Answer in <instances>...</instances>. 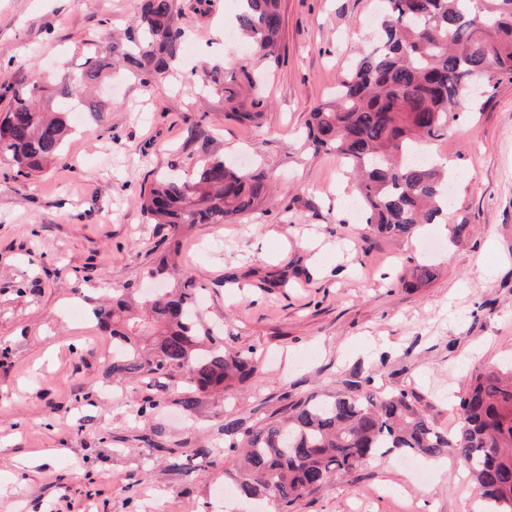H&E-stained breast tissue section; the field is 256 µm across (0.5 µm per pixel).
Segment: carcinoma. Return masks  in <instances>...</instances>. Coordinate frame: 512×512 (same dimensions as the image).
I'll list each match as a JSON object with an SVG mask.
<instances>
[{
  "label": "carcinoma",
  "mask_w": 512,
  "mask_h": 512,
  "mask_svg": "<svg viewBox=\"0 0 512 512\" xmlns=\"http://www.w3.org/2000/svg\"><path fill=\"white\" fill-rule=\"evenodd\" d=\"M377 6V46L344 74L335 99L310 112L306 142L346 159L366 223L405 236L434 223L448 205L442 166L414 153L447 136L470 92L489 101L501 80L512 81V0H377ZM173 8L174 0H144L123 49L99 42L75 73L16 83L0 118V161L26 177L60 158L73 107L98 116L108 111L88 92L111 77L117 52L141 84L164 77L183 38ZM235 29L260 57L278 62L280 0H240ZM197 77L224 99L226 118L257 123L269 107L246 68L213 66ZM268 183L262 170L212 157L188 178H161L144 205L154 223L175 231L222 224L261 206ZM148 274L173 286L154 293L121 288L112 303L93 311L112 336V376L179 378L187 384L182 406L190 412L197 396L258 372L260 357L250 350L228 353L224 330L201 323L193 279L177 275L164 257ZM459 410L458 427L448 434L415 397L382 394L369 376L348 380L330 400L299 399L251 425L224 421L228 447L246 448L232 479L245 497L287 512L336 474L349 475L378 454L436 460L451 451L468 472L482 512H512V366L477 376Z\"/></svg>",
  "instance_id": "1"
}]
</instances>
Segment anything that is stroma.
I'll list each match as a JSON object with an SVG mask.
<instances>
[{
	"label": "stroma",
	"mask_w": 512,
	"mask_h": 512,
	"mask_svg": "<svg viewBox=\"0 0 512 512\" xmlns=\"http://www.w3.org/2000/svg\"><path fill=\"white\" fill-rule=\"evenodd\" d=\"M374 5L282 0L280 61L270 64L227 40L238 0H175L184 38L173 76L147 87L114 77L109 112L84 113L63 158L42 172L23 178L0 164V512H212L238 450L190 473L167 459L223 446L225 419L253 422L335 393L356 373L415 395L450 432L472 380L512 365V82L424 144L448 167L453 204L445 225L407 237L370 231L352 211L343 161L301 136L313 106L372 46ZM139 7L0 0V110L17 81L80 63L88 42L122 38ZM229 55L266 75L261 125L225 118L223 99L193 76ZM201 115L202 139L191 130ZM210 156L270 173L261 211L178 233L152 223L144 197L156 179ZM172 237L203 320L223 325L227 349L263 361L255 377L199 396L188 415L176 382L113 379L111 340L90 317L111 288L142 287ZM422 264L429 279L414 275ZM148 398L157 405L146 411ZM426 468L421 484L407 461L378 456L289 512H475L452 457Z\"/></svg>",
	"instance_id": "obj_1"
}]
</instances>
